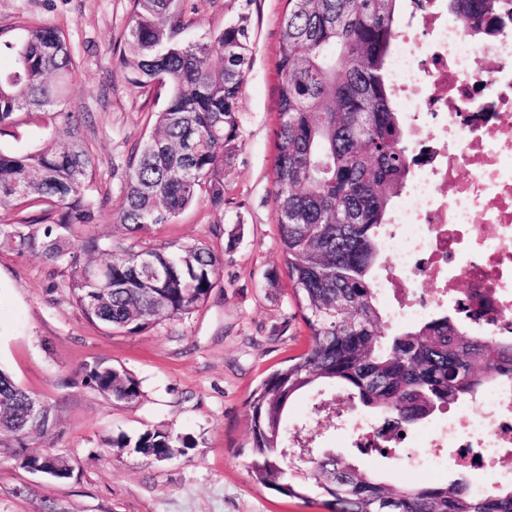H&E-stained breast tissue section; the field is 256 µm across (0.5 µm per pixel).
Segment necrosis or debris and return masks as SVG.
Here are the masks:
<instances>
[{
  "label": "necrosis or debris",
  "instance_id": "obj_1",
  "mask_svg": "<svg viewBox=\"0 0 512 512\" xmlns=\"http://www.w3.org/2000/svg\"><path fill=\"white\" fill-rule=\"evenodd\" d=\"M409 13L389 58V81L409 125L414 174L390 217L383 251L396 298L392 323L426 317L451 298L477 336L512 339V25L478 43L448 16L447 0H408ZM449 297V296H448ZM421 466L442 472L440 451L490 485L512 484L499 469L512 456V378L490 382L455 405L447 428L413 437Z\"/></svg>",
  "mask_w": 512,
  "mask_h": 512
}]
</instances>
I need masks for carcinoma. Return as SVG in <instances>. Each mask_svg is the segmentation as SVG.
Masks as SVG:
<instances>
[{"mask_svg":"<svg viewBox=\"0 0 512 512\" xmlns=\"http://www.w3.org/2000/svg\"><path fill=\"white\" fill-rule=\"evenodd\" d=\"M402 0H287L277 50L276 151L271 166L277 239L307 349L271 371L250 394L247 472L288 498L325 497L329 512H512V485L471 493L449 483L393 485L330 451L288 421L302 393L341 392L397 436L449 406L474 399L491 378L512 377V344L474 336L440 310L391 331L374 288L392 201L413 163L386 60ZM119 63L135 92L165 96L151 131L119 176L124 196L112 223L143 238L199 196L224 212V166L241 146L239 102L253 43L248 14L195 40L183 0H129ZM448 13L476 39L512 20V0H448ZM0 29V135L20 112L51 129L42 149H0V248L37 252L67 272L64 287L92 325L135 335L205 304L224 257L202 242L135 248L84 232L102 216L91 195L98 158L82 136L89 115L66 107L78 65L60 27L26 22ZM84 383L115 403L141 397L125 370L96 363ZM36 396L0 368V441L16 458L55 426L51 408L28 419ZM118 453L163 461L190 447L168 430L111 440Z\"/></svg>","mask_w":512,"mask_h":512,"instance_id":"obj_1","label":"carcinoma"}]
</instances>
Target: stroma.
I'll return each mask as SVG.
<instances>
[{"instance_id": "1", "label": "stroma", "mask_w": 512, "mask_h": 512, "mask_svg": "<svg viewBox=\"0 0 512 512\" xmlns=\"http://www.w3.org/2000/svg\"><path fill=\"white\" fill-rule=\"evenodd\" d=\"M194 33L222 29L240 0H184ZM287 0H252L253 61L239 110L243 146L224 168L228 204L214 212L198 201L150 238L205 242L224 257L209 300L178 321L132 336L88 323L71 303L60 272L37 254L0 249V367L51 407L56 425L41 448L68 454L76 466L63 484L20 468L0 454V512H327L318 501L286 498L254 483L243 447L246 401L260 380L303 353L307 328L290 295L277 242L270 168L275 153L277 46ZM129 0H0V27L32 20L64 28L79 62L67 89L72 109L90 113L84 139L99 158L93 193L105 201L91 234L121 236L112 223L123 204L112 165L151 129L160 101L132 93L114 52L129 21ZM50 131L19 113L0 148L46 145ZM105 363L139 381L142 396L115 404L81 384L86 366ZM157 428L186 437L190 449L163 462L117 456L108 439ZM321 447L353 457L392 484L425 483L408 449L363 455L325 423Z\"/></svg>"}]
</instances>
